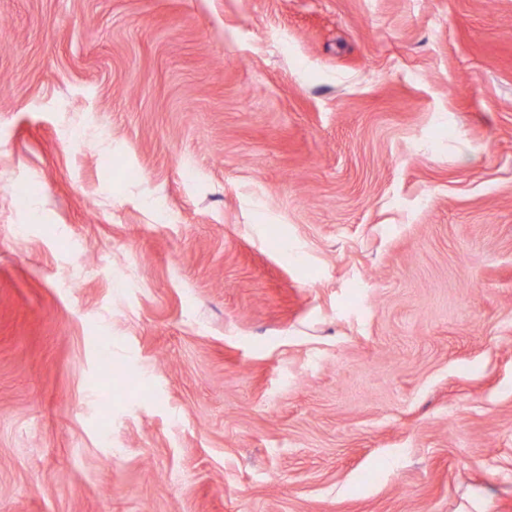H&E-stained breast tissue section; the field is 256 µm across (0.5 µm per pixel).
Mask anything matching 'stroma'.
Listing matches in <instances>:
<instances>
[{"label": "stroma", "mask_w": 512, "mask_h": 512, "mask_svg": "<svg viewBox=\"0 0 512 512\" xmlns=\"http://www.w3.org/2000/svg\"><path fill=\"white\" fill-rule=\"evenodd\" d=\"M0 512H512V0H0Z\"/></svg>", "instance_id": "1"}]
</instances>
